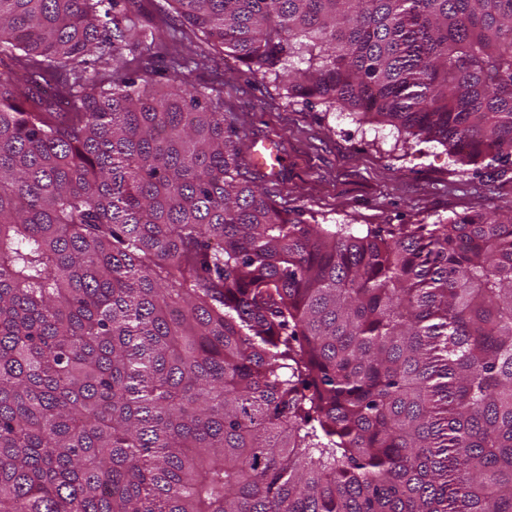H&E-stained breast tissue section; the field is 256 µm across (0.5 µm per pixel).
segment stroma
<instances>
[{
    "instance_id": "1",
    "label": "stroma",
    "mask_w": 512,
    "mask_h": 512,
    "mask_svg": "<svg viewBox=\"0 0 512 512\" xmlns=\"http://www.w3.org/2000/svg\"><path fill=\"white\" fill-rule=\"evenodd\" d=\"M165 0H126L137 27L174 40L190 82L220 92L224 122L246 142L273 140L284 160L278 180L258 183L321 224H435L457 214L512 206V172L456 171L436 142L402 146L393 127L362 125L323 104L289 97L283 82L253 75L219 44L186 24Z\"/></svg>"
}]
</instances>
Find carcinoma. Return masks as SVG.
I'll list each match as a JSON object with an SVG mask.
<instances>
[{
  "mask_svg": "<svg viewBox=\"0 0 512 512\" xmlns=\"http://www.w3.org/2000/svg\"><path fill=\"white\" fill-rule=\"evenodd\" d=\"M453 164H512V0H166ZM115 0H0V512H512V206L312 224ZM51 74V96L39 90ZM135 55L138 57V63L133 67L134 71L147 68L154 72V79L156 80L157 88L164 87L168 79L171 77L172 72L169 68V57L168 55L157 51L153 47H140L135 51Z\"/></svg>",
  "mask_w": 512,
  "mask_h": 512,
  "instance_id": "obj_1",
  "label": "carcinoma"
}]
</instances>
